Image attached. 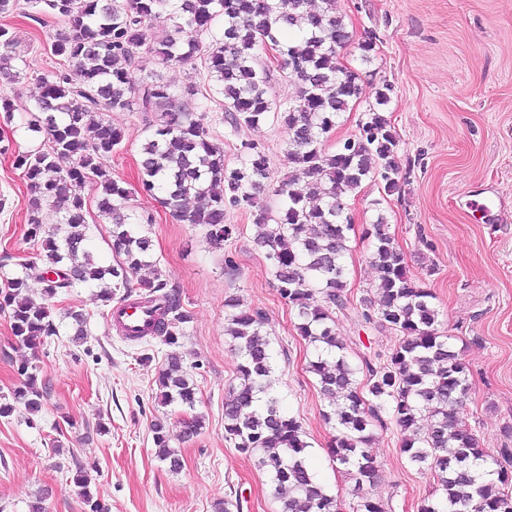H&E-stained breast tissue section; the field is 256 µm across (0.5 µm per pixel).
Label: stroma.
<instances>
[{
	"label": "stroma",
	"mask_w": 512,
	"mask_h": 512,
	"mask_svg": "<svg viewBox=\"0 0 512 512\" xmlns=\"http://www.w3.org/2000/svg\"><path fill=\"white\" fill-rule=\"evenodd\" d=\"M336 12L351 36L339 61L361 74L364 95L328 134L325 148L334 152L357 135L378 88L388 83L390 101L382 112L397 133L402 168L392 194H384L374 178L347 200L353 224L343 259L347 307L335 314L336 334L360 369L386 364L399 341L398 332L366 319L377 299L371 230L384 218L410 274L434 295L438 331L451 336L467 367L471 393L459 414L480 447L496 454L504 426L512 425V220L481 218L471 202L487 191L512 210V0H336ZM8 21L19 37L14 52L27 60L31 73L12 81L0 77V95L17 105L13 118L0 115V142L11 147L0 153V256L8 258L2 276L37 252L25 236L26 182L12 154L38 143L23 130L25 109L38 92L34 74L63 64L48 46V35L61 28L54 16L36 23L15 13ZM371 33L377 46L367 63L358 44ZM106 118L124 140L105 165L130 189L131 208L153 215L148 235L158 268L194 315L179 351L198 388L195 412L203 428L182 441L183 409L161 406L155 397L154 378L167 346L122 337L109 325V308L95 289H70L53 300L60 333L48 338L37 362L46 386L40 412L20 408L0 418V512H30L37 502L45 512H85L70 480L79 466L93 476V490L110 512H215L216 503L226 499L239 500V512H278L267 474L224 434V396L238 362L224 332V302L232 297L263 312L279 352L273 389L282 408L301 423L319 481L343 512H352L353 482L328 456L336 430L308 370L313 350L297 330L295 309L277 291L265 250L255 241L251 213L226 207L224 221L232 233L223 249H211L200 229L176 221L158 196L141 191V114L110 112ZM212 137L230 168L240 165L242 143L262 149L270 177L256 202L277 211L275 189L287 172L282 121L238 127L224 122L214 125ZM82 193L91 252L100 262L114 263L108 246L112 226L98 211V192L89 184ZM75 312L87 320L88 335L78 344L72 341ZM29 356L0 313V396L19 386L18 367ZM158 417L166 420L170 444L183 460L180 471H170L155 454L151 423ZM373 432L372 450L381 464L373 494L385 512H418L422 500L437 498L430 473L400 453L394 423Z\"/></svg>",
	"instance_id": "1"
}]
</instances>
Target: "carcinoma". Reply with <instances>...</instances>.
I'll list each match as a JSON object with an SVG mask.
<instances>
[{
	"instance_id": "obj_1",
	"label": "carcinoma",
	"mask_w": 512,
	"mask_h": 512,
	"mask_svg": "<svg viewBox=\"0 0 512 512\" xmlns=\"http://www.w3.org/2000/svg\"><path fill=\"white\" fill-rule=\"evenodd\" d=\"M28 18L61 19L67 28L50 39L53 55L68 62L62 70L36 76L39 94L27 130L45 142L14 154L29 192L26 239L43 253L39 278L44 301L28 295L29 271L35 263L5 278L0 312L8 314L16 343L38 358L45 339L59 335L46 300L78 286L98 289L104 303L123 302L130 276L153 265L152 243L144 225L152 217L130 211L131 191L112 178L104 160L123 140L121 131L101 115L140 112L148 136L141 149V187L159 193L173 218L200 228L210 246L224 248L231 228L224 223V205L249 209L259 229L256 242L266 249L279 295L297 310L300 335L314 347L309 369L331 405L335 421L332 461L353 477L357 498L352 512H384L371 494L378 478L372 453L373 422L388 416L402 434L401 452L408 462L436 476L441 495L419 512H512V446L490 456L479 447L458 408L468 398L471 382L450 337L438 332V312L430 290L407 270L383 218L373 224L376 240L371 263L378 272L375 318L400 333L387 365H366L368 378L357 383V368L343 354L333 313L345 306L343 257L348 251L351 218L347 199L376 175L389 195L398 188L400 166L397 136L390 120L369 108L359 136L335 153L325 151V134L363 94L362 78L346 72L338 50L350 39L336 0H324L317 12L307 0H28ZM166 15L173 28L162 38L151 22ZM223 29L213 31L216 19ZM18 42L15 29L0 24V69L9 68V52ZM271 46L281 57L280 70L296 85L293 97H269L270 69L258 63V50ZM162 65L203 60L222 84L224 113L234 125H258L277 115L288 130V175L277 189L282 208L276 217L256 207V194L269 179L265 157L252 144H242L240 167L227 170L224 150L211 140L207 102L210 94L189 86L175 89L153 73L137 76L144 59ZM198 99L199 113L188 109ZM73 159L62 170L58 161ZM91 182L100 190L98 207L112 221V251L120 260L99 265L90 251L86 200ZM304 183V192L294 186ZM49 205L59 214L51 229L42 222ZM144 299L157 306L151 336L170 348L155 378L159 403L192 409L195 384L177 351L180 337L193 320L177 291L159 273L139 282ZM126 294L117 296V291ZM225 335L238 357L237 384L224 399L225 437L270 477L282 497L279 512H341L307 467L308 443L300 422L286 414L272 393L275 357L263 314L244 308L236 298L224 302ZM22 387L11 398L0 397V418L22 406L41 410L45 386L29 364L18 369ZM428 426L421 427L422 418ZM153 444L159 460L177 471L182 463L170 448L164 421H154ZM86 512H109L92 491L85 469L72 473Z\"/></svg>"
}]
</instances>
